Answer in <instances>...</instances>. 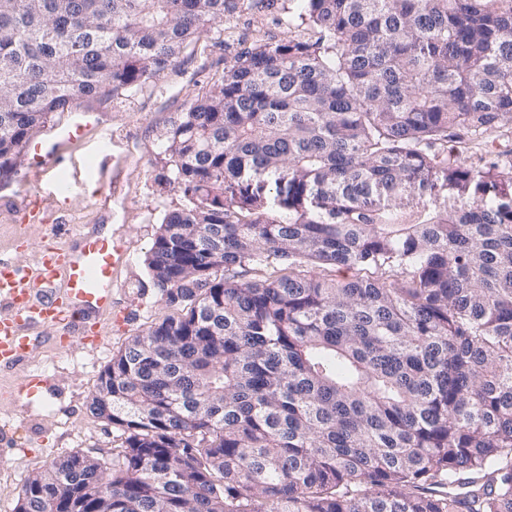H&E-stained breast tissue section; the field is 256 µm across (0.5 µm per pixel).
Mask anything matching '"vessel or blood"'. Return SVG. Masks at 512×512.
Here are the masks:
<instances>
[{
  "instance_id": "1",
  "label": "vessel or blood",
  "mask_w": 512,
  "mask_h": 512,
  "mask_svg": "<svg viewBox=\"0 0 512 512\" xmlns=\"http://www.w3.org/2000/svg\"><path fill=\"white\" fill-rule=\"evenodd\" d=\"M90 117L87 111L74 112L54 143L35 144V153H57L89 127ZM123 256L117 241L89 231L78 247L49 249L35 270L0 262V303L7 306L0 312V370L23 364L34 348L31 329L48 323L61 327L64 339L100 344L103 336L92 322L112 308L113 275Z\"/></svg>"
}]
</instances>
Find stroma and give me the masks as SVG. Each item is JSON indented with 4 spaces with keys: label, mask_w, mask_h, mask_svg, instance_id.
<instances>
[{
    "label": "stroma",
    "mask_w": 512,
    "mask_h": 512,
    "mask_svg": "<svg viewBox=\"0 0 512 512\" xmlns=\"http://www.w3.org/2000/svg\"><path fill=\"white\" fill-rule=\"evenodd\" d=\"M300 11L301 0H255L237 18L232 38H225L223 24H215L156 83L129 97L92 104L96 124L64 148L76 176H66L61 166L36 172L27 155L17 173L0 182V258L32 267L40 245H73L91 226L111 228L125 250L99 352H87L77 342L59 347L56 327L48 326L40 330L25 365L0 372V431L10 436L7 446H0V512H17L27 478L61 455L77 452L111 462L119 443L116 431L89 409L98 378L128 340L172 313L147 263L164 216L189 205L182 192L160 180L165 133L244 49L312 37V29L298 19ZM107 141L123 167V184L114 191L93 174ZM34 191L57 198L61 207L33 223L24 221L22 206Z\"/></svg>",
    "instance_id": "stroma-1"
}]
</instances>
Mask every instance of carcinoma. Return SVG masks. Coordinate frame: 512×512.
Masks as SVG:
<instances>
[{"instance_id": "1", "label": "carcinoma", "mask_w": 512, "mask_h": 512, "mask_svg": "<svg viewBox=\"0 0 512 512\" xmlns=\"http://www.w3.org/2000/svg\"><path fill=\"white\" fill-rule=\"evenodd\" d=\"M238 0H0V179L76 100L159 80ZM317 38L239 53L165 135L148 257L175 314L17 512H512V0H304ZM461 197L417 214L410 189ZM331 267L356 275L328 278ZM463 150V158L466 163H475L480 153L485 149L496 151L512 150V125H496L483 134L480 141L457 144Z\"/></svg>"}]
</instances>
